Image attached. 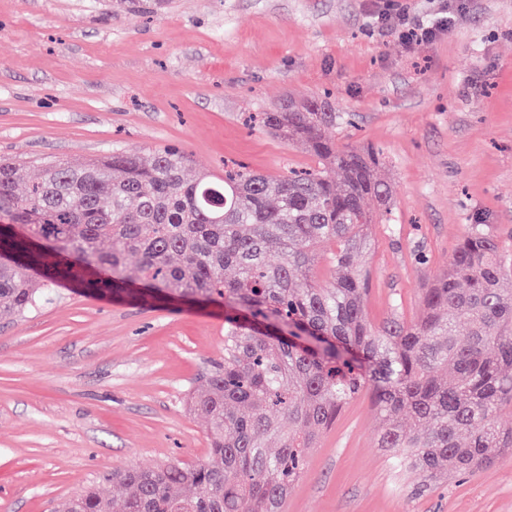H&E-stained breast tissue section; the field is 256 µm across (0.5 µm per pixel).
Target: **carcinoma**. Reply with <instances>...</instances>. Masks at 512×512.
Listing matches in <instances>:
<instances>
[{
    "label": "carcinoma",
    "instance_id": "cac0c4a2",
    "mask_svg": "<svg viewBox=\"0 0 512 512\" xmlns=\"http://www.w3.org/2000/svg\"><path fill=\"white\" fill-rule=\"evenodd\" d=\"M336 120L315 97L261 113L263 128L319 159L275 178L235 164L190 180L179 149H120L78 167L48 161L21 192L19 164L0 157V314L35 310L62 281L133 302L224 304V358L187 397L209 453L112 473L127 490L123 512H280L305 450L368 391L379 447L426 483L512 453V426L499 420L512 407V268L501 242L469 225L422 290V314L372 325L358 259L394 189L377 176L379 151L339 150L325 135ZM326 245L341 274L320 286ZM58 512H112V498L82 490Z\"/></svg>",
    "mask_w": 512,
    "mask_h": 512
}]
</instances>
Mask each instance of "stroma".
<instances>
[{
	"instance_id": "stroma-1",
	"label": "stroma",
	"mask_w": 512,
	"mask_h": 512,
	"mask_svg": "<svg viewBox=\"0 0 512 512\" xmlns=\"http://www.w3.org/2000/svg\"><path fill=\"white\" fill-rule=\"evenodd\" d=\"M453 17L407 48L389 26ZM327 98L338 148H380L390 222L362 263L376 325L417 318L467 225L512 259V0H0V157L20 181L44 162L75 166L116 149L175 146L189 175L236 160L278 176L316 165L303 147L244 120L287 98ZM224 355V311L127 305L55 288L0 316V512H56L127 466L194 463L209 450L187 410ZM368 397L306 455L288 512H512V455L426 485L378 445Z\"/></svg>"
}]
</instances>
